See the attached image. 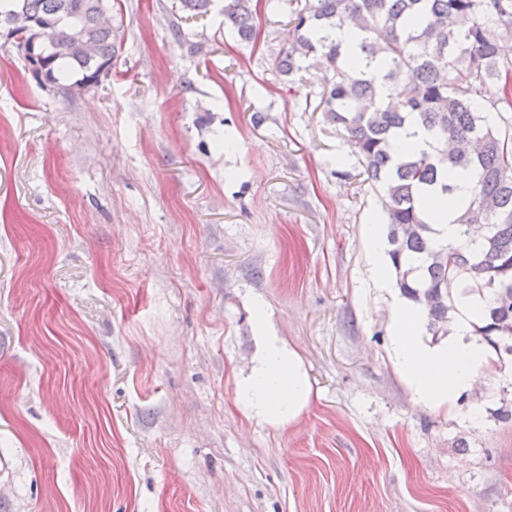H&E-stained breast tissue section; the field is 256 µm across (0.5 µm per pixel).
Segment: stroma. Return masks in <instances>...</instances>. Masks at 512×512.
I'll return each instance as SVG.
<instances>
[{
	"label": "stroma",
	"instance_id": "stroma-1",
	"mask_svg": "<svg viewBox=\"0 0 512 512\" xmlns=\"http://www.w3.org/2000/svg\"><path fill=\"white\" fill-rule=\"evenodd\" d=\"M111 4L86 91L0 33V512H512V357L454 412L413 402L381 201L320 73L275 68L285 0L251 43L224 0ZM258 301L312 385L291 423L237 399ZM368 226L364 244L373 257L371 269L373 280L380 288L391 291L394 285L392 266L386 256L385 245L380 237L379 224H369Z\"/></svg>",
	"mask_w": 512,
	"mask_h": 512
}]
</instances>
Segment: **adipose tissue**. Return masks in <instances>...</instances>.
I'll return each instance as SVG.
<instances>
[{"label": "adipose tissue", "instance_id": "adipose-tissue-1", "mask_svg": "<svg viewBox=\"0 0 512 512\" xmlns=\"http://www.w3.org/2000/svg\"><path fill=\"white\" fill-rule=\"evenodd\" d=\"M471 181L470 173H459L454 198L435 195L426 218L438 239L456 240L457 219L471 200ZM481 305L475 297L461 299L451 332L431 344L420 334L423 306L402 296L394 297L390 320L393 360L419 406L453 409L491 367L489 350L471 334ZM254 318L264 332L262 347L250 373L237 384V398L249 412L268 422H292L310 404L312 389L307 372L296 350L266 333L263 306H256Z\"/></svg>", "mask_w": 512, "mask_h": 512}]
</instances>
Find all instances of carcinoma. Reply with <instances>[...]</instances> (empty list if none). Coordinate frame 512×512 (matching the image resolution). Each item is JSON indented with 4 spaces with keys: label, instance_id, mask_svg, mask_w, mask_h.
Returning <instances> with one entry per match:
<instances>
[{
    "label": "carcinoma",
    "instance_id": "obj_1",
    "mask_svg": "<svg viewBox=\"0 0 512 512\" xmlns=\"http://www.w3.org/2000/svg\"><path fill=\"white\" fill-rule=\"evenodd\" d=\"M292 46L275 60L293 77L312 60L326 68L317 109L348 135L361 174L380 194L387 216L389 256L401 293L424 305L426 328L446 336L456 300H487L473 333L497 351L512 339V132H503L491 111L512 108V72L498 66V36L512 30V0H289ZM25 10L52 28L57 43L45 48L42 79L55 83L58 61L93 78L112 61V25L100 14L110 0H0V29ZM258 4L224 0V25L250 42ZM348 26L360 35L357 51L332 37ZM89 40L96 57L73 47ZM402 86V99L387 102L384 88ZM450 139L433 155L397 139L407 121ZM458 169L473 175L472 198L459 219L461 243L439 245L422 218L423 197L453 192ZM468 224L487 225L484 239H466Z\"/></svg>",
    "mask_w": 512,
    "mask_h": 512
}]
</instances>
